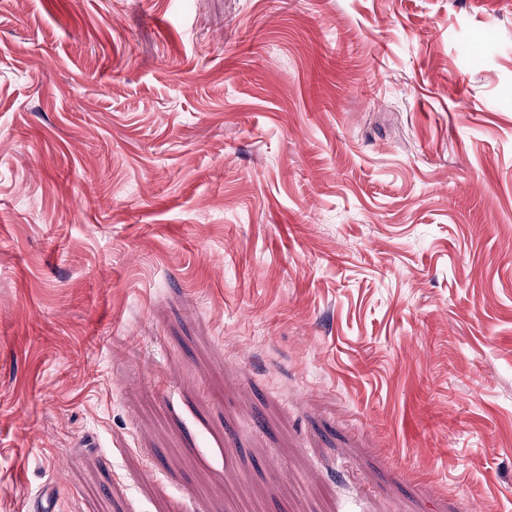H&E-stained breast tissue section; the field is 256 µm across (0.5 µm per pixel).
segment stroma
Segmentation results:
<instances>
[{
  "mask_svg": "<svg viewBox=\"0 0 512 512\" xmlns=\"http://www.w3.org/2000/svg\"><path fill=\"white\" fill-rule=\"evenodd\" d=\"M512 512V0H0V512Z\"/></svg>",
  "mask_w": 512,
  "mask_h": 512,
  "instance_id": "stroma-1",
  "label": "stroma"
}]
</instances>
